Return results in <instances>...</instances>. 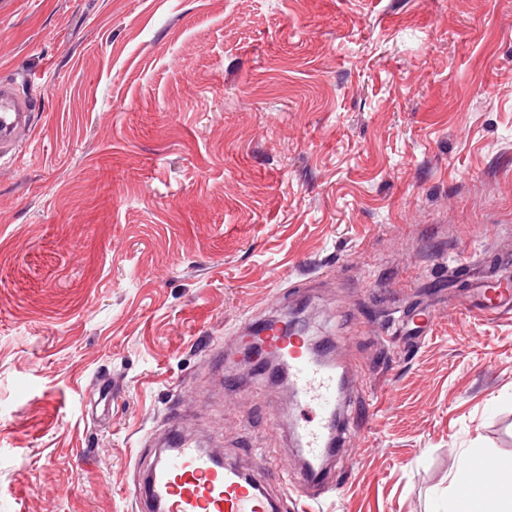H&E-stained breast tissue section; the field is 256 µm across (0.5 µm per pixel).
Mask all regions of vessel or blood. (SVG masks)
Wrapping results in <instances>:
<instances>
[{
	"instance_id": "1",
	"label": "vessel or blood",
	"mask_w": 512,
	"mask_h": 512,
	"mask_svg": "<svg viewBox=\"0 0 512 512\" xmlns=\"http://www.w3.org/2000/svg\"><path fill=\"white\" fill-rule=\"evenodd\" d=\"M34 101L21 96L14 83L0 82V161L11 156L19 140L34 129ZM458 274L468 278L472 291L481 296L471 306L461 295L462 310L473 316H499L512 312V280L491 278L479 263L456 264ZM410 335L405 346L417 345L436 325L426 307L414 309L408 318ZM237 345H261L268 353L281 355L288 363L290 398L305 417L295 420L293 432L301 463L291 469L293 493L316 502L335 479L329 465L343 435L358 429V421L341 417L340 380L334 364L317 360L308 351L306 339L289 332L275 320L247 325L235 339ZM136 512H280L282 498L266 482L224 464L218 448L201 447L187 432L180 407H171L164 429L153 435L135 468Z\"/></svg>"
}]
</instances>
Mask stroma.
<instances>
[{"instance_id": "stroma-1", "label": "stroma", "mask_w": 512, "mask_h": 512, "mask_svg": "<svg viewBox=\"0 0 512 512\" xmlns=\"http://www.w3.org/2000/svg\"><path fill=\"white\" fill-rule=\"evenodd\" d=\"M1 79L38 107L0 162V512H133L174 403L227 462L298 464L288 396L208 351L299 299L370 416L324 512H443L512 459V314L453 308L461 254H512V0H0ZM408 317L409 329L405 336L409 337L403 341L405 347L417 345L436 325V316L428 307L416 308ZM410 331L412 333H409Z\"/></svg>"}]
</instances>
